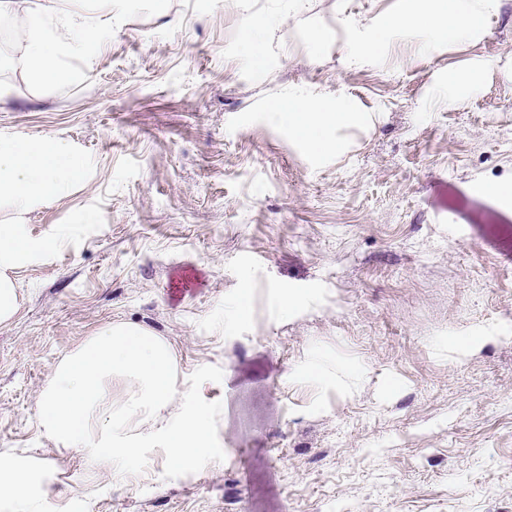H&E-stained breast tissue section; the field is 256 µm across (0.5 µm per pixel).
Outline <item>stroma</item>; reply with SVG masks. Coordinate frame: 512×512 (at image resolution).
<instances>
[{"label":"stroma","instance_id":"1","mask_svg":"<svg viewBox=\"0 0 512 512\" xmlns=\"http://www.w3.org/2000/svg\"><path fill=\"white\" fill-rule=\"evenodd\" d=\"M407 7L131 0L93 66L67 58L73 82L38 87L0 58V139L52 137L84 164L30 211L31 239L65 238L16 270L0 324V456L29 473L35 512H512V0L471 44L397 29L347 65L367 20ZM470 68L480 92L440 100ZM339 95L368 117L339 155L272 114ZM183 269L195 285L175 298ZM245 283L250 317L225 323ZM285 292L300 304L281 319ZM110 321L171 344L213 464L153 444L119 483L44 435L56 364Z\"/></svg>","mask_w":512,"mask_h":512}]
</instances>
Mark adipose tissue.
<instances>
[{
    "instance_id": "1",
    "label": "adipose tissue",
    "mask_w": 512,
    "mask_h": 512,
    "mask_svg": "<svg viewBox=\"0 0 512 512\" xmlns=\"http://www.w3.org/2000/svg\"><path fill=\"white\" fill-rule=\"evenodd\" d=\"M64 0H0V9H22L26 23L18 52L29 80L37 86L69 81L63 57L84 51L102 31L98 17L64 8ZM495 0H410L400 15L379 16L366 28L348 60L376 59L378 34L401 28L422 29L427 47L448 42L464 46L486 31ZM276 119L322 151L340 150L334 130L363 122L364 115L345 97L333 101L291 99L275 108ZM80 174L69 148L53 138L0 140V207L10 217L0 222V324L19 310L13 270L44 251L60 236L36 242L25 231L37 204L61 196ZM124 384L119 400L109 396L112 381ZM178 395L173 351L162 337L125 323L101 326L56 365L38 402L45 435L66 451H77L121 477L124 464L143 455L144 443L165 448L177 466L211 461V419L198 408L175 411Z\"/></svg>"
}]
</instances>
